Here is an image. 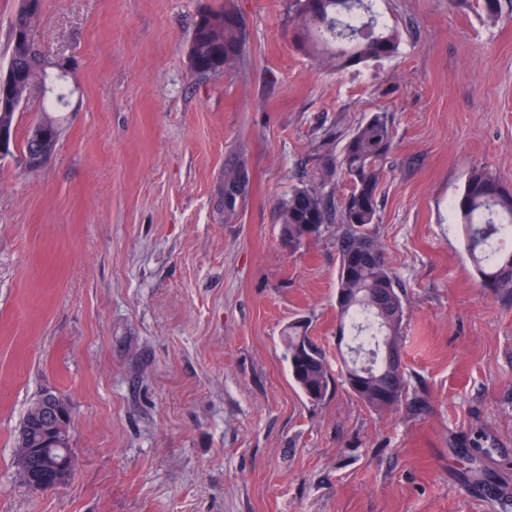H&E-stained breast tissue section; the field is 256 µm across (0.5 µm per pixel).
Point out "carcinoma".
Instances as JSON below:
<instances>
[{
    "mask_svg": "<svg viewBox=\"0 0 512 512\" xmlns=\"http://www.w3.org/2000/svg\"><path fill=\"white\" fill-rule=\"evenodd\" d=\"M374 2L292 0L297 47L342 70L393 56L400 46V32L381 19ZM43 7V0H20L11 27L7 68L0 73L13 102L9 107L0 104V130L7 133L0 159L15 158L30 171L39 169L24 163L34 149L33 137L39 132L57 145L64 129L62 103L71 97L73 88L58 77L64 62L48 58L42 50L39 21ZM236 16L238 12L221 0L198 13L188 46L194 74H217L237 64L244 40L241 25L233 22ZM34 86H51L53 92L43 97L40 117L20 140L19 116ZM393 148L390 119L375 112L345 138L339 155L321 157L311 183L295 187L279 205L281 235L291 248L318 237L329 224L338 225L339 341L350 339L352 350L372 360L370 372L355 380L349 362H342L340 377L352 395L377 413L396 410L409 392L402 361L406 314L402 289L383 245L370 231L380 220L378 197ZM339 180L348 183L350 190L340 205L333 207L323 187ZM246 186L243 169L226 171L223 192L232 194V200L224 201V206H233ZM452 210L467 257L483 287L512 290V243H504L508 227H512V187L492 171L475 168ZM283 343L294 384L309 401H323L335 378L305 322L289 323ZM27 447L71 455L69 442L53 448L43 443L39 432L28 437Z\"/></svg>",
    "mask_w": 512,
    "mask_h": 512,
    "instance_id": "carcinoma-1",
    "label": "carcinoma"
}]
</instances>
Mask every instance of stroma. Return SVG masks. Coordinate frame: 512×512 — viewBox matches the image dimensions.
Listing matches in <instances>:
<instances>
[{
	"mask_svg": "<svg viewBox=\"0 0 512 512\" xmlns=\"http://www.w3.org/2000/svg\"><path fill=\"white\" fill-rule=\"evenodd\" d=\"M214 0H45L40 38L77 65L38 171L0 160V512H512V291L479 283L450 206L471 171L512 180V0H379L398 52L336 70L294 42L291 0H233L238 64L192 73ZM376 112L395 150L374 227L403 288L409 393L376 413L341 383L310 402L282 333L332 369L337 227L289 249L278 203ZM249 184L233 211L224 172ZM73 414L74 469L30 490L27 409Z\"/></svg>",
	"mask_w": 512,
	"mask_h": 512,
	"instance_id": "obj_1",
	"label": "stroma"
}]
</instances>
